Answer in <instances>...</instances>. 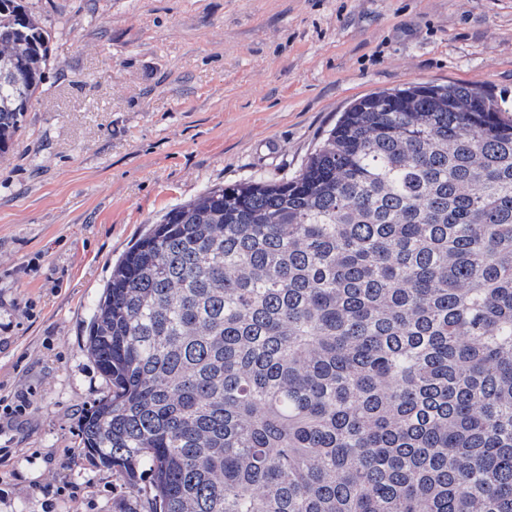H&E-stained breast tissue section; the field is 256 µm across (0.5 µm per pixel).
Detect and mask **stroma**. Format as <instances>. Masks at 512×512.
I'll return each instance as SVG.
<instances>
[{
  "instance_id": "1",
  "label": "stroma",
  "mask_w": 512,
  "mask_h": 512,
  "mask_svg": "<svg viewBox=\"0 0 512 512\" xmlns=\"http://www.w3.org/2000/svg\"><path fill=\"white\" fill-rule=\"evenodd\" d=\"M46 80L0 153V512H136L82 451L121 255L208 188L298 173L353 100L431 82L512 108V0H27ZM31 402L25 394H17L14 399L0 397V419L3 417L8 421H13L30 408Z\"/></svg>"
}]
</instances>
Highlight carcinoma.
Masks as SVG:
<instances>
[{"label":"carcinoma","instance_id":"obj_1","mask_svg":"<svg viewBox=\"0 0 512 512\" xmlns=\"http://www.w3.org/2000/svg\"><path fill=\"white\" fill-rule=\"evenodd\" d=\"M50 34L0 0V152ZM353 102L291 179L205 190L93 309L81 445L144 512H512V119Z\"/></svg>","mask_w":512,"mask_h":512}]
</instances>
